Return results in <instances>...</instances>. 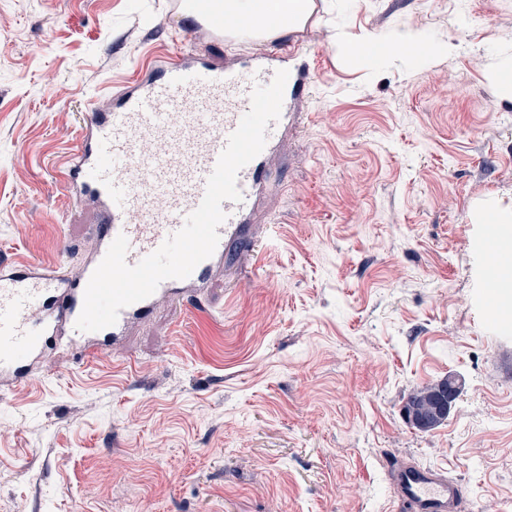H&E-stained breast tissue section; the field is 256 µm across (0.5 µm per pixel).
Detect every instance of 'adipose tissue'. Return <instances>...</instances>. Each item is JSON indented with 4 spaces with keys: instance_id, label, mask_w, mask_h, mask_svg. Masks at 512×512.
<instances>
[{
    "instance_id": "obj_1",
    "label": "adipose tissue",
    "mask_w": 512,
    "mask_h": 512,
    "mask_svg": "<svg viewBox=\"0 0 512 512\" xmlns=\"http://www.w3.org/2000/svg\"><path fill=\"white\" fill-rule=\"evenodd\" d=\"M225 15L239 20L243 36L264 43L268 36L299 30L313 11V0H218Z\"/></svg>"
}]
</instances>
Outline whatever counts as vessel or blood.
<instances>
[{
	"mask_svg": "<svg viewBox=\"0 0 512 512\" xmlns=\"http://www.w3.org/2000/svg\"><path fill=\"white\" fill-rule=\"evenodd\" d=\"M167 10L189 20L190 31L229 43V61L219 64L193 53L154 62L150 73L114 93L110 108L86 112V136L64 181L76 201L97 206V246L72 274L38 263L0 273V377L25 382L49 349H76L95 358L159 300L205 288L229 248L254 237L259 203L272 189L268 160L300 118L298 100L309 85V66L293 48L258 53L235 47L237 23L225 22L210 0H167ZM280 69L289 72L280 117L269 122L262 152L238 173L240 201L222 204L226 219L213 255L189 277L165 280L151 296L121 309L114 325L77 330L85 288L113 240L126 236V261L134 265L183 227L229 135L249 111L253 87L270 84ZM386 469L405 512H459L463 489L446 470L402 460L387 461Z\"/></svg>",
	"mask_w": 512,
	"mask_h": 512,
	"instance_id": "vessel-or-blood-1",
	"label": "vessel or blood"
}]
</instances>
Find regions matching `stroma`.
<instances>
[{
  "instance_id": "35a3bbf8",
  "label": "stroma",
  "mask_w": 512,
  "mask_h": 512,
  "mask_svg": "<svg viewBox=\"0 0 512 512\" xmlns=\"http://www.w3.org/2000/svg\"><path fill=\"white\" fill-rule=\"evenodd\" d=\"M316 0L312 78L254 246L98 358L0 383V512H393L386 456L512 512V330L485 295L512 207V0ZM409 35L413 56L395 45ZM225 45L166 0H0V263L75 271L97 214L61 178L150 58ZM464 382L421 432L417 387Z\"/></svg>"
}]
</instances>
